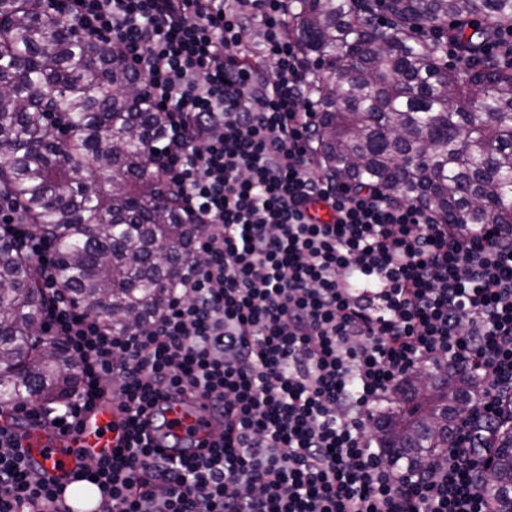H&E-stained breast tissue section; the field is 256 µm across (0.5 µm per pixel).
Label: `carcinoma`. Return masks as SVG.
<instances>
[{"mask_svg": "<svg viewBox=\"0 0 512 512\" xmlns=\"http://www.w3.org/2000/svg\"><path fill=\"white\" fill-rule=\"evenodd\" d=\"M289 25L309 64L321 175L439 224L512 225V63L486 53L512 28V0H294ZM141 84L119 46L74 37L44 0H0V193L51 237L62 290L119 331L161 308L197 234L154 169L164 117ZM45 310L31 262L0 235V409L50 405L79 383L77 360L37 329ZM473 391L463 368L431 396L403 380L378 444L419 467L448 447Z\"/></svg>", "mask_w": 512, "mask_h": 512, "instance_id": "1", "label": "carcinoma"}]
</instances>
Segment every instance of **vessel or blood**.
Here are the masks:
<instances>
[{
    "mask_svg": "<svg viewBox=\"0 0 512 512\" xmlns=\"http://www.w3.org/2000/svg\"><path fill=\"white\" fill-rule=\"evenodd\" d=\"M165 415L180 435L196 438L218 435L219 429L208 407L198 399L165 401ZM123 417L112 401L99 403L70 434L62 436L49 424L27 430L24 446L32 463L51 476L65 512H98L96 496L81 497L78 465L90 457L111 454L125 440Z\"/></svg>",
    "mask_w": 512,
    "mask_h": 512,
    "instance_id": "1",
    "label": "vessel or blood"
}]
</instances>
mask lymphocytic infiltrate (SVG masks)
I'll list each match as a JSON object with an SVG mask.
<instances>
[{"mask_svg": "<svg viewBox=\"0 0 512 512\" xmlns=\"http://www.w3.org/2000/svg\"><path fill=\"white\" fill-rule=\"evenodd\" d=\"M292 2L46 0L124 48L166 116L156 169L204 230L162 309L122 333L62 291L50 240L0 195V232L31 261L47 330L81 367L63 404L0 411V512H63L24 428L69 432L107 398L126 443L82 466L99 512H499L481 487L485 451L512 425V225L438 224L315 176ZM442 362L481 388L444 457L409 476L371 435V412ZM164 393L210 403L224 430L206 454L152 447L142 418Z\"/></svg>", "mask_w": 512, "mask_h": 512, "instance_id": "f902f5d3", "label": "lymphocytic infiltrate"}]
</instances>
